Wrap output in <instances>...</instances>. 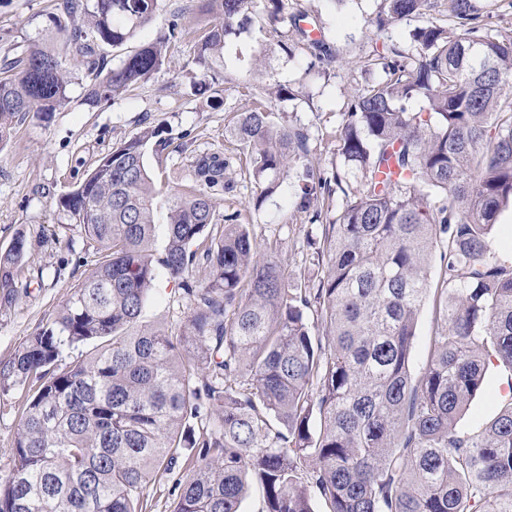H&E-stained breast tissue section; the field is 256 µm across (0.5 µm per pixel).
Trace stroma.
<instances>
[{
  "label": "stroma",
  "mask_w": 512,
  "mask_h": 512,
  "mask_svg": "<svg viewBox=\"0 0 512 512\" xmlns=\"http://www.w3.org/2000/svg\"><path fill=\"white\" fill-rule=\"evenodd\" d=\"M59 0H0V57L46 39L54 29ZM450 0H435L430 18L409 17L377 30L374 20L382 0H289L290 10L308 14L336 49L328 64L313 63L302 48L284 52L280 37L267 24L264 8H257L249 31L232 42L224 59L210 70L193 62L202 29L214 24L203 0H159L154 25L115 48L104 45L97 53L108 66L155 40L161 26L178 20L182 34L172 45L160 70L131 91L97 105L89 104V80L77 62H69V86L64 104L52 112L18 115L10 135L0 140V254L9 250L16 234H24L26 251L14 272L17 285L12 305L0 304V362L8 360L26 339L55 317L73 288L94 268L81 225L71 223L59 200L72 191L99 161L122 143L150 129L167 141L162 167L154 178L165 189L189 184L193 156L217 153L242 157L240 145L224 135L238 115L251 111L255 99L248 85L269 91L268 101L277 123L302 128L309 138L308 160L323 172L340 165L336 131L354 96L378 82L383 72L371 65L373 54L395 47L414 54L413 34L427 20L453 24ZM286 95H278V88ZM232 193L218 213L239 212L257 242L276 243L277 255L292 275L314 282L324 269L311 259L321 243V227L335 219L339 202L322 209L321 220L309 223L297 208L296 175H289L282 192L261 208L249 207L258 188L232 169ZM191 312V303L178 283L159 278L143 322L177 333ZM505 379L490 367L485 386L461 417L458 427L474 431L492 419L502 406L499 394ZM24 399L19 391L0 393V477L9 471L8 448L13 447Z\"/></svg>",
  "instance_id": "obj_1"
}]
</instances>
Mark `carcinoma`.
Returning a JSON list of instances; mask_svg holds the SVG:
<instances>
[{
	"instance_id": "carcinoma-1",
	"label": "carcinoma",
	"mask_w": 512,
	"mask_h": 512,
	"mask_svg": "<svg viewBox=\"0 0 512 512\" xmlns=\"http://www.w3.org/2000/svg\"><path fill=\"white\" fill-rule=\"evenodd\" d=\"M206 2L217 22L196 43L204 68L257 5ZM265 2L273 27L303 32L307 13ZM432 7L383 0L375 26ZM451 11L461 29L432 20L413 35L416 55L374 59L384 77L344 113L342 164L330 173L310 174L307 134L275 123L263 103L224 131L249 154L254 208L281 191L288 166L303 168L301 210L342 193L314 256L326 266L314 286L262 257L248 225L214 220L216 195L233 189L231 158L196 157L192 184L162 194L147 159L153 130L62 197L98 259L59 314L0 362V390L28 391L0 512H143L149 483L164 474L179 475L173 512H241L252 482L264 491L261 512H314L315 496L328 512H512V398L481 430L457 428L489 366L512 375V265L494 260L488 241L512 203V34L481 33L475 0H451ZM157 12L158 0H63L53 47H27L4 64L0 138L19 114L66 101L70 57L91 77L93 105L159 70L181 33L175 23L109 70L95 51L123 46ZM306 48L322 64L336 58L322 38ZM415 99L424 107L411 112ZM439 235L447 253L436 324L414 378ZM25 249L20 233L0 255L6 305ZM199 260L206 283L194 280ZM161 271L192 304L177 336L142 322ZM78 343L93 350L61 366Z\"/></svg>"
}]
</instances>
